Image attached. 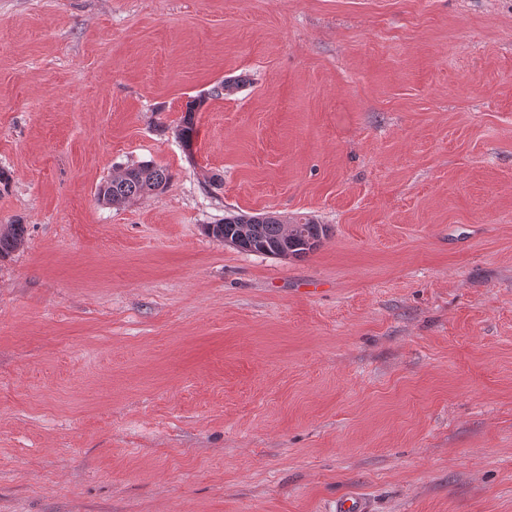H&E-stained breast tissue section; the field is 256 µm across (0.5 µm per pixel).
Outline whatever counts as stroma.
<instances>
[{
	"label": "stroma",
	"mask_w": 512,
	"mask_h": 512,
	"mask_svg": "<svg viewBox=\"0 0 512 512\" xmlns=\"http://www.w3.org/2000/svg\"><path fill=\"white\" fill-rule=\"evenodd\" d=\"M0 169V512H512V0H0ZM170 179L167 169L153 164L127 166L99 186L97 198L106 205L121 206L145 194L163 191ZM238 224H249V232L246 238H240ZM205 232L208 237L235 246V242L224 239V237L231 234L232 239L237 237L240 240V249L249 252L258 253L253 248H257L259 245H267L271 254H260L273 257L279 255L273 250V247L285 243V238L288 235L286 245L288 246V257L302 258L314 252V244L320 242L327 235L328 229L325 224H316L309 218H305L303 222L300 220L287 225L274 214L245 215L230 213L224 217L223 224H208ZM286 246L283 248H287ZM26 226L23 224H8L0 230V259L15 252L25 240Z\"/></svg>",
	"instance_id": "35a3bbf8"
}]
</instances>
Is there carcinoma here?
Returning <instances> with one entry per match:
<instances>
[{
    "mask_svg": "<svg viewBox=\"0 0 512 512\" xmlns=\"http://www.w3.org/2000/svg\"><path fill=\"white\" fill-rule=\"evenodd\" d=\"M197 104L187 106V113L178 130L181 140L189 142L195 134L192 112ZM171 179L167 169L149 163L131 165L120 169L101 184L97 198L106 205L121 206L137 197L163 191ZM249 225L247 237L240 239V249L253 251L259 245L272 249L288 243V257L302 258L313 252V244L321 241L328 232L326 225L317 224L306 218L292 224H285L274 214L245 215L229 214L221 224H209L205 228L207 236L224 240L227 236H239L238 225ZM26 226L9 224L0 230V259L15 252L25 240Z\"/></svg>",
    "mask_w": 512,
    "mask_h": 512,
    "instance_id": "carcinoma-1",
    "label": "carcinoma"
}]
</instances>
